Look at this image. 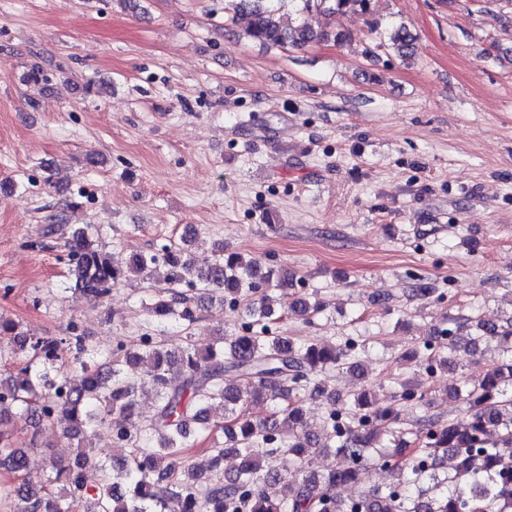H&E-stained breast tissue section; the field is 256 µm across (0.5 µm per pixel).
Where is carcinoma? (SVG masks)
<instances>
[{
  "mask_svg": "<svg viewBox=\"0 0 512 512\" xmlns=\"http://www.w3.org/2000/svg\"><path fill=\"white\" fill-rule=\"evenodd\" d=\"M231 22L242 35L267 47L304 49L347 39L339 24L348 12L367 13L371 0H224ZM298 14L316 12L325 19L315 29L283 22V8ZM388 46L404 60L412 58L414 37L403 26L388 33ZM94 231L80 226L67 237L68 274L73 294L101 301L112 287L133 276L164 270L167 287L144 298V308L159 335L144 336L132 350L116 340L101 349L76 333L57 339L30 336L12 321L0 319V349L12 367L0 371V423L27 415L31 423L55 425L76 442L77 454L63 464L49 460L47 483L26 478L37 449L16 446L0 431V470L21 477L0 484V500L18 498L16 512H512V358L489 369L479 386L453 393L468 404L459 422L428 421L425 442L417 444L394 427L395 415L374 406L366 389L341 410L345 429L327 422L322 438L306 430L305 402L325 389L314 376L334 368L363 371L357 345L301 343L288 331H274L286 319L305 322L321 310L308 299L272 295L290 280L288 269L240 254L215 249L205 270L194 265L188 250L165 245L152 253H135L119 261L96 246ZM185 284L197 294L226 304L245 305L249 321L219 337L205 350L188 337L172 344L165 333L192 320V298L178 290ZM449 331V352L468 350L479 341H503L512 352V319L478 323L476 333ZM71 356L63 360L61 346ZM146 363L140 377L130 368ZM155 397V415L141 426L134 419L138 398ZM111 422L112 441L123 452L102 459L104 479L88 487L82 469L99 455L92 447L93 427ZM215 432L224 443L201 450L202 439ZM339 440L336 452L350 465L328 473L311 469V456ZM390 468L397 482L385 491H368L343 499L336 488L358 480L371 461L369 449ZM238 464L223 475L224 457ZM281 455L295 457L307 472L288 478L273 465ZM452 471L442 470L445 457Z\"/></svg>",
  "mask_w": 512,
  "mask_h": 512,
  "instance_id": "cac0c4a2",
  "label": "carcinoma"
}]
</instances>
